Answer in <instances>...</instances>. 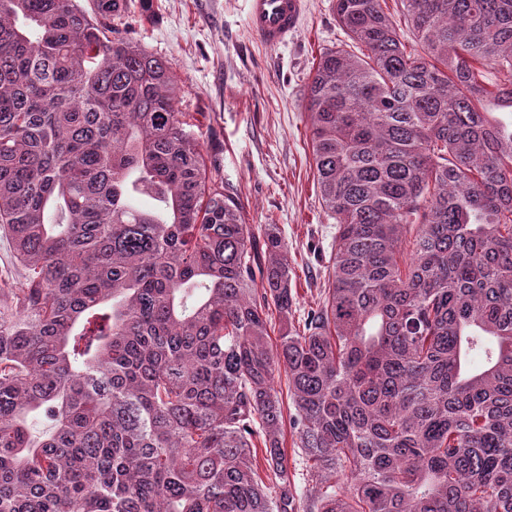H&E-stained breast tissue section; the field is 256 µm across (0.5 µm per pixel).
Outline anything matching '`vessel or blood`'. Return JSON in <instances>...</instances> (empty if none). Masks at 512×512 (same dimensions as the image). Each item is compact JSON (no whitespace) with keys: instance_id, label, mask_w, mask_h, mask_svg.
Here are the masks:
<instances>
[{"instance_id":"b4317fda","label":"vessel or blood","mask_w":512,"mask_h":512,"mask_svg":"<svg viewBox=\"0 0 512 512\" xmlns=\"http://www.w3.org/2000/svg\"><path fill=\"white\" fill-rule=\"evenodd\" d=\"M247 31L261 45H285L300 25L305 0H247Z\"/></svg>"}]
</instances>
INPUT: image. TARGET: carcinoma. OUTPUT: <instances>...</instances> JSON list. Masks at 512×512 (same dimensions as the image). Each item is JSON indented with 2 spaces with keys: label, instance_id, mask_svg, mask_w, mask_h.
<instances>
[{
  "label": "carcinoma",
  "instance_id": "cac0c4a2",
  "mask_svg": "<svg viewBox=\"0 0 512 512\" xmlns=\"http://www.w3.org/2000/svg\"><path fill=\"white\" fill-rule=\"evenodd\" d=\"M384 3L333 0L358 53L308 86L336 239L299 332L129 0H0V512H296L280 372L305 512H512V0H400L420 53ZM20 267L17 265L14 257L13 244L9 236L2 235L0 233V274L2 280L9 278L10 282L14 284L19 283V279L16 274L21 273ZM13 277V280L11 279ZM275 383L278 390L282 393L284 401V447L286 456L288 459V484L295 487L297 494V505L300 506L297 512H303L302 506L304 504L305 497V478L306 469L301 457V451L299 448L294 446L296 442V436L294 430L290 425V412L293 413L291 402L288 395V380L285 374L282 372L276 375Z\"/></svg>",
  "mask_w": 512,
  "mask_h": 512
}]
</instances>
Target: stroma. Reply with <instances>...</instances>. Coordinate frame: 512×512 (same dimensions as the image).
<instances>
[{
  "label": "stroma",
  "instance_id": "obj_1",
  "mask_svg": "<svg viewBox=\"0 0 512 512\" xmlns=\"http://www.w3.org/2000/svg\"><path fill=\"white\" fill-rule=\"evenodd\" d=\"M306 3L299 30L276 49L249 36L246 0H134L131 32L169 63L177 109L195 119L207 165L247 223L277 225L299 330L319 302L336 235L315 178L307 87L321 55L348 42L332 0Z\"/></svg>",
  "mask_w": 512,
  "mask_h": 512
}]
</instances>
